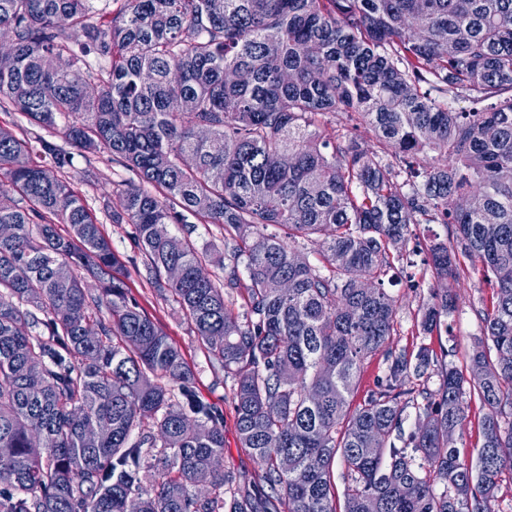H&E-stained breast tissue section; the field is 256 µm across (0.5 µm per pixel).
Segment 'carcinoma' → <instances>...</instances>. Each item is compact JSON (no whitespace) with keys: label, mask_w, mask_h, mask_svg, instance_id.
<instances>
[{"label":"carcinoma","mask_w":512,"mask_h":512,"mask_svg":"<svg viewBox=\"0 0 512 512\" xmlns=\"http://www.w3.org/2000/svg\"><path fill=\"white\" fill-rule=\"evenodd\" d=\"M96 2L0 0L14 35L0 110L29 122L20 137L0 127V225L13 228L0 239V512H268L272 494L283 512H336L338 458L345 512H498L512 473V0ZM454 90L477 107L439 99ZM336 111L422 185L337 134ZM56 133L154 188L130 185L106 211L132 225L155 287L233 379L237 431L269 492L209 470L223 418L129 300ZM282 153L292 163L272 165ZM191 218L233 241L224 278L201 277L207 254L167 231ZM424 221L455 226L430 245L437 278L458 279L459 249L497 288L470 376L450 367L434 391L405 384L437 356L393 349L394 300L361 288ZM298 239L323 267L297 259ZM172 265L177 283L162 280ZM243 272L238 317L225 295ZM455 308L452 288L432 293L423 331L448 329ZM376 354L385 377L353 409ZM472 394L483 443L466 462L455 435Z\"/></svg>","instance_id":"cac0c4a2"}]
</instances>
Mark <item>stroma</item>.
I'll list each match as a JSON object with an SVG mask.
<instances>
[{"instance_id": "stroma-1", "label": "stroma", "mask_w": 512, "mask_h": 512, "mask_svg": "<svg viewBox=\"0 0 512 512\" xmlns=\"http://www.w3.org/2000/svg\"><path fill=\"white\" fill-rule=\"evenodd\" d=\"M69 174L95 213L101 232L111 241L113 250L128 272L126 284L130 297L180 349L185 362L195 373L192 390L196 397L222 415L225 472L235 476L240 489L254 488L261 482L262 467L250 450L240 443L232 403L231 377L225 374L220 362L209 357L183 314L166 300L163 292L151 285L130 226L112 223L105 211V201L117 199L127 184L136 182V174L106 155L89 160L74 156ZM447 234L446 225L435 222L410 225L402 258L387 269L380 284L396 302V332L391 338L392 346L413 349L427 344L437 354L440 368L451 364L465 371L469 368L472 348L482 333L478 313L491 306L496 291L482 268L472 266L468 259H461L460 277L453 288L456 309L448 318L447 334L430 336L422 333V308L432 291L443 286L431 268L423 264V254L433 243L446 240ZM440 368L433 371L427 381L428 389L438 387L442 379Z\"/></svg>"}]
</instances>
